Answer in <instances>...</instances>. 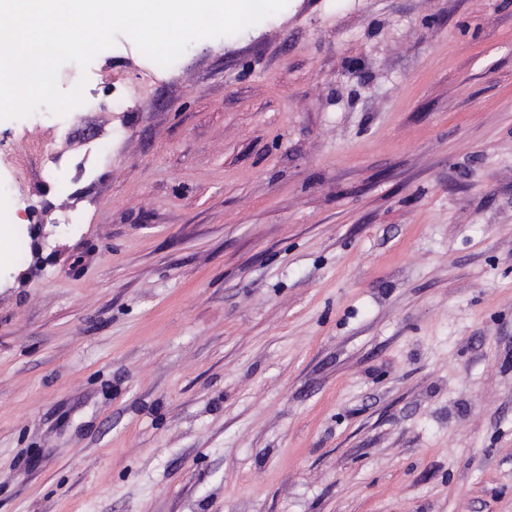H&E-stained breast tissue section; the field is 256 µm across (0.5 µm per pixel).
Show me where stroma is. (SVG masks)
Here are the masks:
<instances>
[{
    "mask_svg": "<svg viewBox=\"0 0 512 512\" xmlns=\"http://www.w3.org/2000/svg\"><path fill=\"white\" fill-rule=\"evenodd\" d=\"M145 66L0 120V512H512V0H289L109 105Z\"/></svg>",
    "mask_w": 512,
    "mask_h": 512,
    "instance_id": "obj_1",
    "label": "stroma"
}]
</instances>
